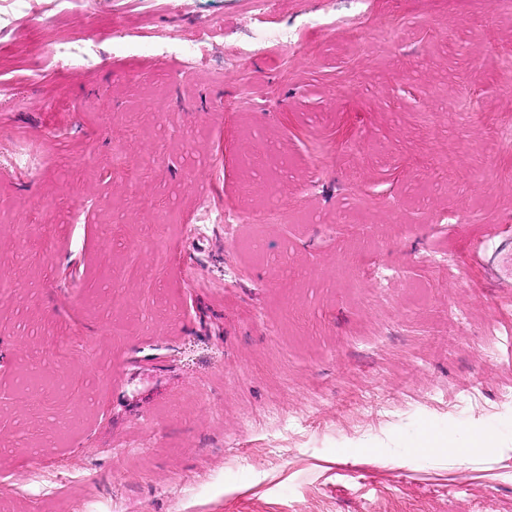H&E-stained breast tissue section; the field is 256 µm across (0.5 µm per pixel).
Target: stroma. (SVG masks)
Segmentation results:
<instances>
[{"label":"stroma","mask_w":512,"mask_h":512,"mask_svg":"<svg viewBox=\"0 0 512 512\" xmlns=\"http://www.w3.org/2000/svg\"><path fill=\"white\" fill-rule=\"evenodd\" d=\"M126 4L0 37V512H512V0ZM53 54L58 56L63 69L74 77L85 74L96 64L97 60L96 51L84 40L60 46L55 49Z\"/></svg>","instance_id":"1"}]
</instances>
